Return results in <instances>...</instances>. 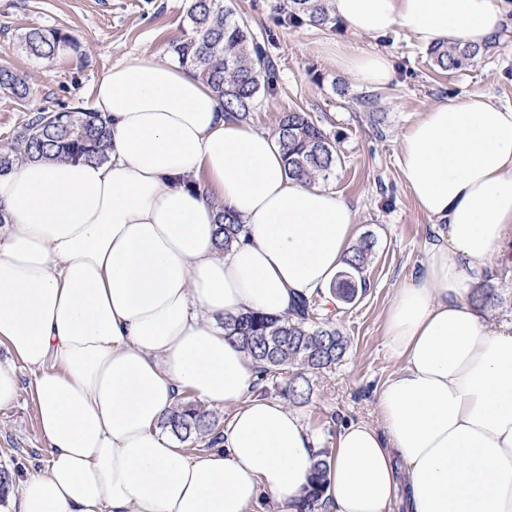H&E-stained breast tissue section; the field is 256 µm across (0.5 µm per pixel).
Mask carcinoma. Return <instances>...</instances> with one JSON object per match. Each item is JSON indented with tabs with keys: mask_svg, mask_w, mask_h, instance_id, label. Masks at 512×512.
I'll use <instances>...</instances> for the list:
<instances>
[{
	"mask_svg": "<svg viewBox=\"0 0 512 512\" xmlns=\"http://www.w3.org/2000/svg\"><path fill=\"white\" fill-rule=\"evenodd\" d=\"M279 10L288 24L326 26L333 23L328 0H283ZM190 35L177 43L172 53L183 65L195 72L224 99V110L246 119L261 90L276 91L274 63L258 37L245 22L224 6V0H190L187 10ZM25 51L44 60L54 59L73 46L72 40L58 31L32 28L23 38ZM482 48L431 50L434 64L444 70L461 69L476 57L488 52ZM0 89L24 96V80L8 68H0ZM275 134L287 165L288 176L297 181L324 182L341 162L338 140L331 138L307 112H285L278 121ZM111 146L107 123L98 113L82 107L59 112H39L28 120L14 142L0 150V173L10 171L26 161L64 158L71 161L103 160ZM241 230V224L228 213L221 214L222 246L229 247ZM373 242L364 239L352 247L346 259L347 270L336 281V295L347 303L367 288L363 271L371 262ZM472 301L480 311L495 310L511 298L491 280L482 283ZM227 335L254 360L257 372L270 373L293 369L286 394L293 403L309 400L310 387L306 372L329 369L342 358L348 346L347 337L327 319L320 318L315 296L303 297L294 313L285 318H272L258 312H247L225 321ZM163 427L180 441L217 443L218 423L204 405L186 397L178 400ZM327 453L320 452L298 512H318L327 480Z\"/></svg>",
	"mask_w": 512,
	"mask_h": 512,
	"instance_id": "cac0c4a2",
	"label": "carcinoma"
}]
</instances>
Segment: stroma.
Instances as JSON below:
<instances>
[{
    "label": "stroma",
    "instance_id": "stroma-1",
    "mask_svg": "<svg viewBox=\"0 0 512 512\" xmlns=\"http://www.w3.org/2000/svg\"><path fill=\"white\" fill-rule=\"evenodd\" d=\"M237 17L268 37L275 64V93H260L247 121L274 132L281 113L304 111L340 141L341 166L327 181L356 211L359 235L374 243L365 271L367 291L342 304L331 321L349 339L345 357L329 370L308 374V402L301 404L323 448L348 421H376L377 393L398 363L384 347L386 314L394 291L416 273L431 221L422 214L398 165L403 131L432 105L469 94L512 106V23L487 55L461 70L434 66L429 51L410 34L395 30L375 38L344 39L334 25L291 27L276 0H227ZM188 0H0V67L29 86L26 96L0 91V146H7L40 111L92 106L102 75L130 56L167 59L171 46L190 33ZM32 28L69 35L75 46L52 61L28 55L22 35ZM389 55L393 81L379 92V119L369 121L355 103L363 90L336 68L338 46ZM50 457L27 389L0 407V469L22 476Z\"/></svg>",
    "mask_w": 512,
    "mask_h": 512
}]
</instances>
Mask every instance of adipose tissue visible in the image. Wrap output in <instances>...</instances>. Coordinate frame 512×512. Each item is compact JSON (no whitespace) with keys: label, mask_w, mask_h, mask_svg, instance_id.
I'll list each match as a JSON object with an SVG mask.
<instances>
[{"label":"adipose tissue","mask_w":512,"mask_h":512,"mask_svg":"<svg viewBox=\"0 0 512 512\" xmlns=\"http://www.w3.org/2000/svg\"><path fill=\"white\" fill-rule=\"evenodd\" d=\"M353 36L395 29L423 47L497 41L512 0H329ZM336 66L381 89L388 55ZM112 139L102 162L31 161L0 175V406L20 369L44 468L0 492L9 512H293L321 448L297 411L259 395L226 318L288 315L332 286L358 235L334 190L292 180L277 137L225 114L178 62L134 57L93 89ZM399 167L434 222L419 270L396 288L384 344L399 367L380 422L342 424L329 512H512V320L471 297L512 252V107L468 95L430 107L401 137ZM243 226L217 246L218 214ZM231 408L196 456L161 423L177 395Z\"/></svg>","instance_id":"1"}]
</instances>
